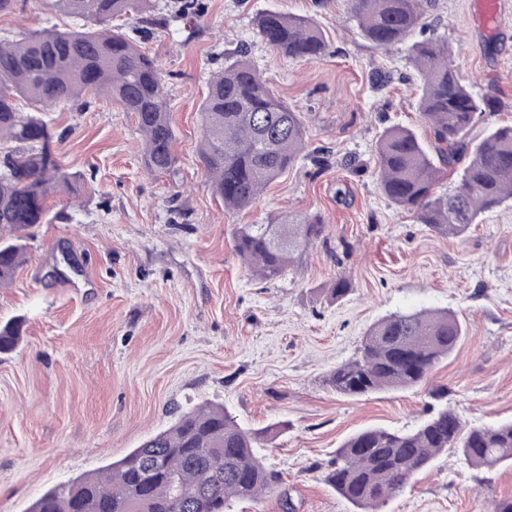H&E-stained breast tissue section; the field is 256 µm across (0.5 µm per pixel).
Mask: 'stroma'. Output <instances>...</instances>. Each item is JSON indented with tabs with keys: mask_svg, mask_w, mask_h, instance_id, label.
Wrapping results in <instances>:
<instances>
[{
	"mask_svg": "<svg viewBox=\"0 0 512 512\" xmlns=\"http://www.w3.org/2000/svg\"><path fill=\"white\" fill-rule=\"evenodd\" d=\"M299 15L325 33L315 62L269 47L256 21ZM124 31L156 59L171 105L177 162L148 172L135 118L86 94L82 108L44 117L65 137L63 163L81 175L79 201L54 202L62 219L30 229L28 261L0 286V323L19 318L16 348L0 353V512H27L44 492L119 460L176 414L224 407L242 427L283 421L256 449L276 491L230 512H353L325 480L328 461L365 427L412 430L433 389L465 426L512 420V202L459 237H441L382 195L374 148L401 124L426 135L410 45L372 47L347 0H150ZM425 34L445 40L471 91L490 98L493 122H512V0H428ZM48 0H15L0 39L76 27ZM300 113L310 157L230 213L200 161L199 105L211 77L238 50ZM324 158L316 166L314 157ZM321 215L326 240L275 280L254 277L235 250L240 224ZM351 290L329 293L338 276ZM446 309L465 337L424 385L341 396L328 379L360 354L378 319ZM512 496V466L473 468L456 451L435 459L382 512H484Z\"/></svg>",
	"mask_w": 512,
	"mask_h": 512,
	"instance_id": "obj_1",
	"label": "stroma"
}]
</instances>
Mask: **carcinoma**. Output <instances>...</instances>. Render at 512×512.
Masks as SVG:
<instances>
[{"label": "carcinoma", "mask_w": 512, "mask_h": 512, "mask_svg": "<svg viewBox=\"0 0 512 512\" xmlns=\"http://www.w3.org/2000/svg\"><path fill=\"white\" fill-rule=\"evenodd\" d=\"M149 0H54L83 21L75 30H39L0 41V139L15 144L0 157V284L25 262L21 240L51 221L49 201L76 196L81 175L56 158L63 140L39 112H23L17 98L44 107L81 102L93 90L135 115L144 139L143 163L167 173L176 164L175 134L160 69L112 20L138 15ZM363 36L386 49L423 31V0H349ZM257 32L294 60L315 61L327 49L322 31L304 17L267 12ZM421 77L419 110L428 127L393 125L377 141V182L382 194L441 236H460L479 217L512 200V123H486L490 100L462 84L448 44L429 37L410 46ZM200 157L224 209L252 206L264 188L306 157L300 113L277 98L242 51L213 75L200 104ZM458 172L451 193L436 185ZM326 231L308 215L269 224H240L235 247L252 273L273 280L294 265ZM21 322L0 326V352L19 343ZM464 338L450 311L392 313L364 335L360 356L336 365L330 385L346 397L406 389ZM282 427L247 429L222 407L200 405L143 441L103 473L89 474L43 493L28 512H228L234 500L259 501L278 483L254 449ZM461 452L476 468L512 465V421L465 427L444 404L411 431L367 428L351 435L328 464L326 481L360 512H379L408 481L443 451Z\"/></svg>", "instance_id": "obj_1"}]
</instances>
